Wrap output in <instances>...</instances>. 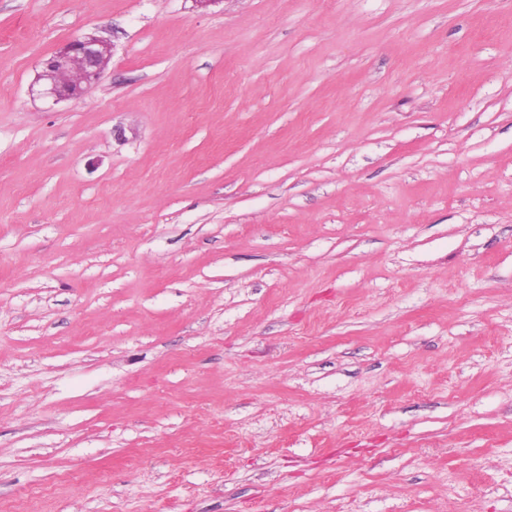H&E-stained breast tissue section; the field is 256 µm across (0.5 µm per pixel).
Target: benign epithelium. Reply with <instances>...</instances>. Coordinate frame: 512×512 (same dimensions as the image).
<instances>
[{
    "label": "benign epithelium",
    "instance_id": "obj_1",
    "mask_svg": "<svg viewBox=\"0 0 512 512\" xmlns=\"http://www.w3.org/2000/svg\"><path fill=\"white\" fill-rule=\"evenodd\" d=\"M110 53L111 44L103 37L73 38L43 62L34 80L39 95L57 102L81 96L99 82Z\"/></svg>",
    "mask_w": 512,
    "mask_h": 512
}]
</instances>
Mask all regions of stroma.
<instances>
[{
    "label": "stroma",
    "instance_id": "1",
    "mask_svg": "<svg viewBox=\"0 0 512 512\" xmlns=\"http://www.w3.org/2000/svg\"><path fill=\"white\" fill-rule=\"evenodd\" d=\"M0 512H512V0H0ZM110 53L111 44L107 39L95 34L77 36L43 62L31 90L39 85V95L57 102L79 97L99 82ZM65 71L73 72L67 83L59 80V75Z\"/></svg>",
    "mask_w": 512,
    "mask_h": 512
}]
</instances>
